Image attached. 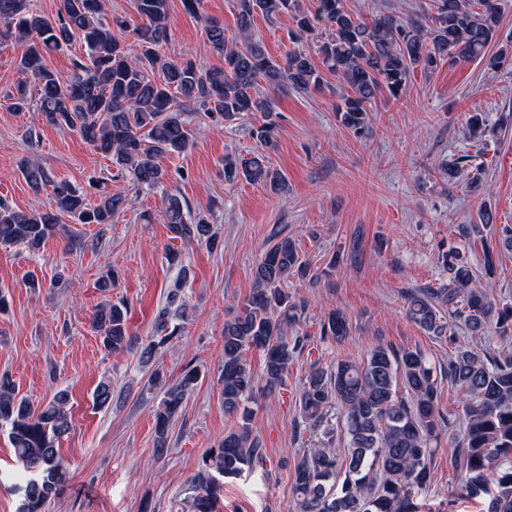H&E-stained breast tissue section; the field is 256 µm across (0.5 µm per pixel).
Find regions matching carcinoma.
I'll use <instances>...</instances> for the list:
<instances>
[{
	"label": "carcinoma",
	"mask_w": 512,
	"mask_h": 512,
	"mask_svg": "<svg viewBox=\"0 0 512 512\" xmlns=\"http://www.w3.org/2000/svg\"><path fill=\"white\" fill-rule=\"evenodd\" d=\"M242 42L228 43L224 26L206 22L211 48L224 58L222 67H204L194 60L171 59L161 53L171 39L169 0H132L141 24L129 28L121 16L106 12L104 0H61L50 20L33 7V0H0V44L15 43L23 50L18 70V95L11 97L16 112H35L46 125L76 131L98 154L110 160L119 175H130L147 188L167 182L165 157L182 154L193 145L186 111L194 108L224 123L248 114H260L250 134L264 149L276 147L277 123L271 100L262 84L272 89L288 85L298 92L321 86L323 72L336 75L345 92L337 107L340 123L357 137L371 133L369 106L382 92L397 100L411 75L430 73L446 61L450 65L479 60L491 69L509 61L508 46L490 52L506 0H432L431 11L417 19L402 20L380 14L370 20L353 14L346 0H316L305 12L299 0H235ZM291 13L296 26L292 36L316 43L321 64L301 51L284 60L271 58L252 42L254 15L273 21ZM133 42H127V35ZM79 42L82 57L66 80L47 65L46 58ZM470 138L481 142L496 133L482 112L469 116ZM448 184L479 185L478 168L463 154L439 163ZM20 172L31 191L50 192L51 207L15 209L0 202V245L23 246L38 251L53 238L77 242L72 224H110L128 206L127 195L111 192L95 180L88 197L66 179L57 178L40 162L25 159ZM260 183L274 194L285 190L286 178L260 157H224V181ZM165 223L172 238L192 242L215 238L202 213H193L179 196L166 198ZM480 223L461 226V235L481 242L482 254L471 263L456 250L443 254L448 283L421 288L405 295L410 321L433 336L448 332L443 311L458 320V328L471 336L485 334L491 317L499 331L512 333V304L491 302L475 287L478 276L491 277L502 251L512 252V226L495 223L492 210L479 213ZM294 243L283 238L269 247L254 271L250 295L239 311L224 322L222 373L224 414L247 421V403L258 395L270 396L281 387L303 337L288 336L298 326L306 304L284 288L289 276L308 275ZM186 300L175 289L155 316L154 335L141 358L150 361L158 347L177 335L173 320L184 317ZM129 306L123 300L95 310L91 327L111 353L131 344ZM351 335V323L339 312L320 322V336L335 342ZM261 353L260 371L245 358L246 351ZM448 383L461 394V427L457 434V467L461 488L472 496L489 497L487 512H512V469L491 490L486 472L497 461L512 456V354H477L459 348L444 371ZM198 380L194 368L184 371L174 384L154 371L150 387L163 396L154 409V452L167 451L169 427ZM441 377L434 374L420 350H395L378 345L364 360L342 359L327 368H312L299 396V415L312 431L333 432L329 413H339L344 424L342 448L309 449L294 467L293 490L297 512H418L415 494L431 482L428 460L431 440L448 427L439 409ZM94 405L112 402V384L102 381ZM69 394L60 390L35 408L18 397L14 382L0 376V430L26 476L18 487L19 512H44L66 476L59 451L60 440L72 428ZM265 461L263 449L251 439L248 427L225 434L220 448L207 451L198 475L191 512H215L224 480L237 478ZM342 483H337L339 473Z\"/></svg>",
	"instance_id": "cac0c4a2"
}]
</instances>
